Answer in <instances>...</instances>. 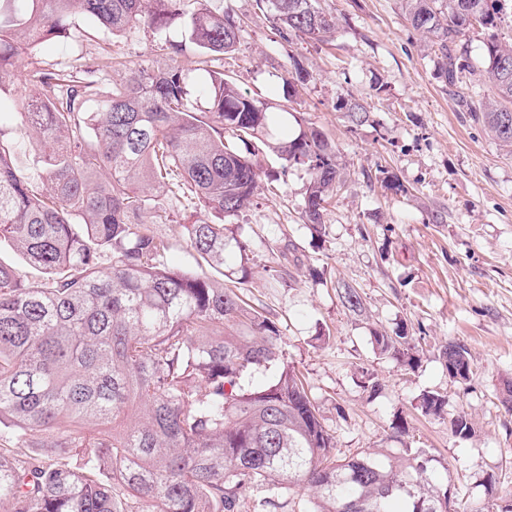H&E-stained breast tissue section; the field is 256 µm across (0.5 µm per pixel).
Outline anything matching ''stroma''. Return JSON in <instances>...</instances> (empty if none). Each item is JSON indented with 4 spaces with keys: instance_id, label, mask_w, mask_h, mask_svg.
<instances>
[{
    "instance_id": "stroma-1",
    "label": "stroma",
    "mask_w": 512,
    "mask_h": 512,
    "mask_svg": "<svg viewBox=\"0 0 512 512\" xmlns=\"http://www.w3.org/2000/svg\"><path fill=\"white\" fill-rule=\"evenodd\" d=\"M206 3L241 20L225 77L254 98L285 104L290 132L319 127L336 147L339 181L314 231L303 217L308 172L283 168L260 148L259 189L247 209L224 220L223 270L201 263L186 242L184 227L202 209L169 194L170 220L160 227L167 262L216 280L246 277L245 299L279 327L337 457L366 448L399 456L409 447L430 458L435 485L459 510L512 499V412L501 402L512 382V148L462 105L483 76L475 70L446 86L401 0H325L338 20L329 45L281 39L256 0ZM159 38L148 25L113 36L78 16L71 38L34 54L42 68L65 74L107 54L108 89L125 67L169 64ZM297 63L310 78L288 101L283 87ZM350 98L368 111L362 124L340 107ZM346 285L358 292L359 311L344 305ZM401 326L417 345L412 369L371 343L374 333ZM451 340L470 351L468 383L448 376L441 350ZM369 376L379 390L364 389ZM428 391L446 399L443 416L422 413ZM461 412L474 429L467 439L448 429L449 416ZM399 414L412 425L400 438L390 430Z\"/></svg>"
}]
</instances>
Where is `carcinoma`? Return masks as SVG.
<instances>
[{"label":"carcinoma","mask_w":512,"mask_h":512,"mask_svg":"<svg viewBox=\"0 0 512 512\" xmlns=\"http://www.w3.org/2000/svg\"><path fill=\"white\" fill-rule=\"evenodd\" d=\"M181 0H0V92L13 85L26 50L71 36L82 13L114 35L164 28ZM283 39L327 43L336 17L321 0H259ZM413 29L434 46L439 76L453 87L473 69L462 37L484 31L482 67L494 99L472 100L493 137L512 146V0H402ZM240 24L202 7L190 42L207 56L231 53ZM132 67L102 93L100 64L78 74L27 63L17 128L42 150L39 190L18 166L19 135L0 128V239L46 275L33 282L0 264V502L10 512H262L300 487L309 512H445L448 492L432 483L429 459L396 461L366 448L336 460L304 382L285 361L276 323L239 287L164 262L168 221L160 189L184 190L218 217L247 208L258 186L254 153L226 138L268 147L283 170L310 175L303 214L323 224L336 189V151L315 127L288 132V110L243 92L208 67L207 107L191 102V69L177 61ZM293 98L309 73L294 62ZM188 246L209 265L226 261L224 224L184 225ZM380 352L410 368V338L375 336ZM447 360H470L465 345ZM278 365L275 379L251 384ZM422 411L445 400L424 393ZM87 423L112 431L87 435ZM451 433L471 435L465 413ZM264 496L252 503L240 491Z\"/></svg>","instance_id":"1"}]
</instances>
